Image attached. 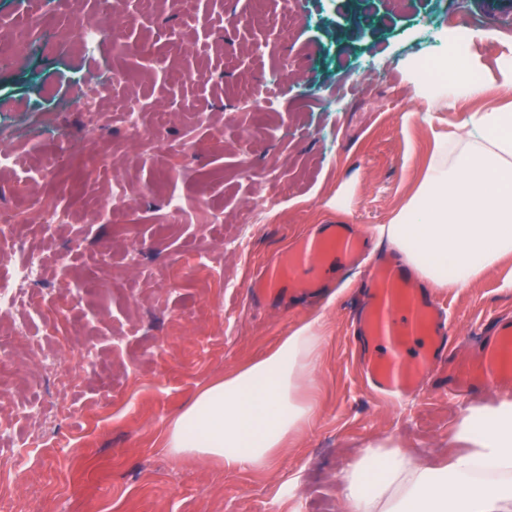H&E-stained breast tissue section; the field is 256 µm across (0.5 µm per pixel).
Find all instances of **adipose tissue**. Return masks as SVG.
<instances>
[{
    "instance_id": "adipose-tissue-1",
    "label": "adipose tissue",
    "mask_w": 512,
    "mask_h": 512,
    "mask_svg": "<svg viewBox=\"0 0 512 512\" xmlns=\"http://www.w3.org/2000/svg\"><path fill=\"white\" fill-rule=\"evenodd\" d=\"M462 60L437 57V84H418L428 109L485 100L488 82L469 41L439 31ZM376 234L436 288H463L512 260V103H486L449 134L436 135L419 190ZM324 344V317L309 316L263 354L196 394L172 420L175 453L211 457L225 469L270 470L316 415L305 394ZM442 464L391 440L364 448L336 481L341 512H512V397L462 408Z\"/></svg>"
}]
</instances>
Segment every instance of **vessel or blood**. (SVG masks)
Segmentation results:
<instances>
[{"instance_id": "vessel-or-blood-1", "label": "vessel or blood", "mask_w": 512, "mask_h": 512, "mask_svg": "<svg viewBox=\"0 0 512 512\" xmlns=\"http://www.w3.org/2000/svg\"><path fill=\"white\" fill-rule=\"evenodd\" d=\"M365 249L364 239L352 225H322L317 232L297 236L265 265L250 283V297L258 302L290 293L315 296L324 276L354 266ZM352 333L363 344L365 383L390 398L447 384L468 394L512 382V367L502 361L512 351V320L492 322L477 366L460 367L454 360L457 345L443 307L393 254L372 266L362 313Z\"/></svg>"}]
</instances>
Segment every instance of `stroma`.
I'll return each mask as SVG.
<instances>
[{
    "mask_svg": "<svg viewBox=\"0 0 512 512\" xmlns=\"http://www.w3.org/2000/svg\"><path fill=\"white\" fill-rule=\"evenodd\" d=\"M117 8L127 40L145 44L146 54L121 55L109 39L85 53L71 17L93 14L97 0L74 11L0 0V15L15 20L4 35L21 47L0 63V135L13 139L24 166L35 163L34 135L44 156L64 158L39 184L0 172V207H16L27 234L34 228L26 196L84 212L44 246L53 333L24 305L0 318V336L11 323L29 325L0 353V420L9 428L0 437V498L15 512H339L336 475L371 440L447 457L467 397L447 387L390 404L361 376L350 323L362 272L342 280L332 302L255 303L247 287L296 235L323 224L353 225L382 246L372 230L419 187L434 133L455 130L483 107L428 110L405 61L436 54L430 28L462 15L478 24L470 51L492 78L512 50V16L482 0H292L288 9L282 0H200L194 17L169 9L146 16L135 0ZM284 9L291 24L262 26L261 16ZM33 10L47 27L35 51L27 48ZM171 31L182 51H166ZM161 52L168 64L158 71L151 56ZM113 68L130 78L113 89V101L143 102L145 130L167 112L161 139L140 147L108 109L100 130L69 143L84 122L77 86ZM186 71L198 80L181 81ZM267 96L270 108H252ZM116 176L128 206L114 223H93ZM341 191L350 195L344 212L335 206ZM172 197L184 210L173 225ZM253 208L261 216L246 223ZM208 250L222 261L197 265ZM506 273L496 267L468 287L437 290L460 356L478 352L488 322L512 317ZM319 312L325 343L308 391L317 414L273 469L228 471L166 448L170 422L200 390ZM67 377L76 383L60 410L55 396ZM35 403L38 415L17 416V407ZM30 433L39 444L18 451L17 439ZM20 452L32 470L24 480L13 467Z\"/></svg>",
    "mask_w": 512,
    "mask_h": 512,
    "instance_id": "obj_1",
    "label": "stroma"
}]
</instances>
